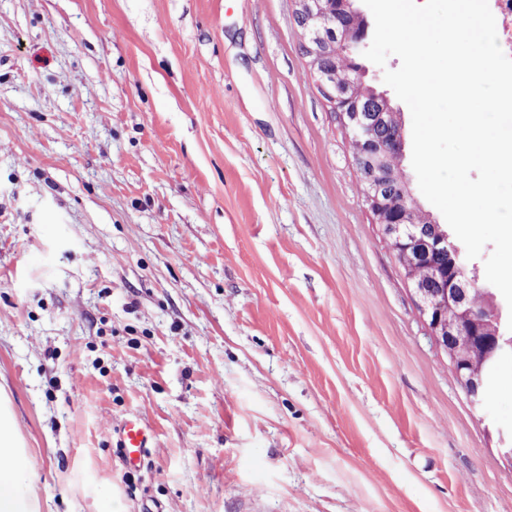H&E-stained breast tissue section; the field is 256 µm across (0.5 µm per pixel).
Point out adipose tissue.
<instances>
[{"label":"adipose tissue","instance_id":"adipose-tissue-1","mask_svg":"<svg viewBox=\"0 0 512 512\" xmlns=\"http://www.w3.org/2000/svg\"><path fill=\"white\" fill-rule=\"evenodd\" d=\"M0 512H41L39 500L28 488L24 452L13 419L0 401Z\"/></svg>","mask_w":512,"mask_h":512}]
</instances>
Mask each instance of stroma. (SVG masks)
Instances as JSON below:
<instances>
[{
	"mask_svg": "<svg viewBox=\"0 0 512 512\" xmlns=\"http://www.w3.org/2000/svg\"><path fill=\"white\" fill-rule=\"evenodd\" d=\"M300 41L292 0H0V396L42 512H512V363L473 408ZM152 439L151 430L137 416H129L119 430V448L123 458L130 464L142 461Z\"/></svg>",
	"mask_w": 512,
	"mask_h": 512,
	"instance_id": "1",
	"label": "stroma"
}]
</instances>
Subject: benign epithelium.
<instances>
[{
  "label": "benign epithelium",
  "instance_id": "1",
  "mask_svg": "<svg viewBox=\"0 0 512 512\" xmlns=\"http://www.w3.org/2000/svg\"><path fill=\"white\" fill-rule=\"evenodd\" d=\"M361 0H294L295 22L301 30L300 50L318 88L349 137L358 144L356 170L365 188V201L403 266L418 298V310L437 347L450 360L456 380L476 407L483 405L489 384L477 358L488 364L512 355V337L501 330L493 295L484 293L481 312L471 308L473 293L482 292L468 269L460 247L444 225L425 214L406 175L395 177L389 161L402 162V113L387 92L372 89L361 95L357 85L366 69H343L342 82L322 65L335 41L363 53L368 47L369 22L358 6ZM456 317L448 319V310ZM497 461L512 471V442L496 427Z\"/></svg>",
  "mask_w": 512,
  "mask_h": 512
}]
</instances>
